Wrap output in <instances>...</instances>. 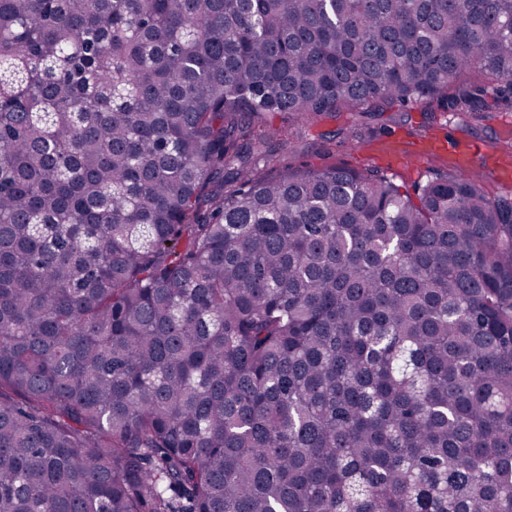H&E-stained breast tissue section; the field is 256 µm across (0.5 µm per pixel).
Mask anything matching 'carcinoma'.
Masks as SVG:
<instances>
[{"instance_id": "cac0c4a2", "label": "carcinoma", "mask_w": 512, "mask_h": 512, "mask_svg": "<svg viewBox=\"0 0 512 512\" xmlns=\"http://www.w3.org/2000/svg\"><path fill=\"white\" fill-rule=\"evenodd\" d=\"M511 85L512 0H0V512H512V196L265 125Z\"/></svg>"}]
</instances>
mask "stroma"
Wrapping results in <instances>:
<instances>
[{"label":"stroma","mask_w":512,"mask_h":512,"mask_svg":"<svg viewBox=\"0 0 512 512\" xmlns=\"http://www.w3.org/2000/svg\"><path fill=\"white\" fill-rule=\"evenodd\" d=\"M407 115V120L398 122L391 112H376L350 131L342 118L324 120L310 129L280 113L269 115L267 121L288 131L278 149L285 164L301 169L332 165L357 171L374 169L412 195L434 174H456L460 168L445 155L408 165L391 149V140L403 137L412 143H423L442 137L453 143H482L487 156L480 159L479 165L487 193L493 198L512 194V183L504 181L498 170L499 164L512 159V104L478 120L448 112L435 101L415 105Z\"/></svg>","instance_id":"35a3bbf8"}]
</instances>
